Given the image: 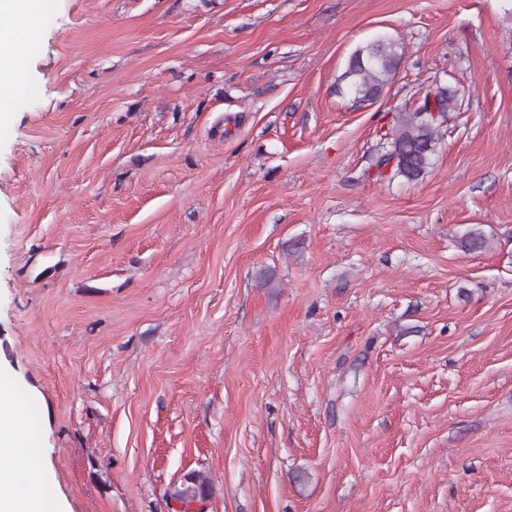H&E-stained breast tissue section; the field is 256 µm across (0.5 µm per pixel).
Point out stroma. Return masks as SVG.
I'll return each mask as SVG.
<instances>
[{
  "label": "stroma",
  "instance_id": "1",
  "mask_svg": "<svg viewBox=\"0 0 512 512\" xmlns=\"http://www.w3.org/2000/svg\"><path fill=\"white\" fill-rule=\"evenodd\" d=\"M28 24L0 375L62 512H181L192 471L204 512H512V0H51ZM380 36L402 59L361 104L341 76ZM439 86L431 166L379 170ZM214 493L212 479L201 472H191L184 476L181 485L172 493L173 498L180 502L185 512H194L189 507L203 504L208 501Z\"/></svg>",
  "mask_w": 512,
  "mask_h": 512
}]
</instances>
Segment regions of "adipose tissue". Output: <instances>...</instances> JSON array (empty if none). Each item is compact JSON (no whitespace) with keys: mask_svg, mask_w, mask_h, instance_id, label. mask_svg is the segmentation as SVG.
Wrapping results in <instances>:
<instances>
[{"mask_svg":"<svg viewBox=\"0 0 512 512\" xmlns=\"http://www.w3.org/2000/svg\"><path fill=\"white\" fill-rule=\"evenodd\" d=\"M43 0H0V105L19 89L21 48L34 44L19 20L39 12ZM46 450L36 429L21 430L16 412L0 402V512H60L59 502L40 473Z\"/></svg>","mask_w":512,"mask_h":512,"instance_id":"obj_1","label":"adipose tissue"}]
</instances>
